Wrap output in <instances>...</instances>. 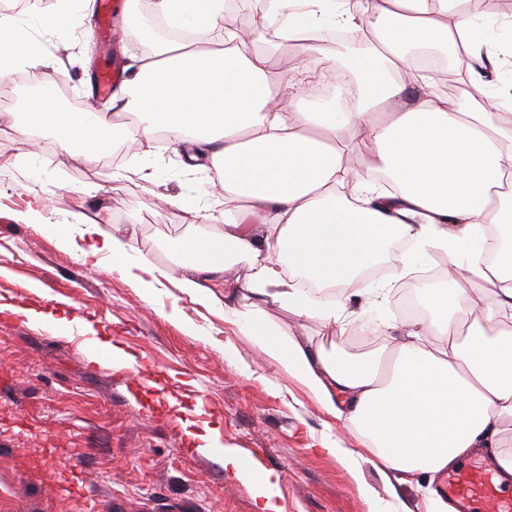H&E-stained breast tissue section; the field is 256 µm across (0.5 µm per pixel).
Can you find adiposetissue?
<instances>
[{
	"mask_svg": "<svg viewBox=\"0 0 512 512\" xmlns=\"http://www.w3.org/2000/svg\"><path fill=\"white\" fill-rule=\"evenodd\" d=\"M467 0H268L264 18L277 31H295L303 17L357 30L359 42L344 54L308 43L306 64L319 72L348 70L359 93L346 109L323 101L289 114L275 105L292 91L296 70L276 68L267 56L244 55L242 35L225 30L221 46L204 50L187 41L157 39L138 58L130 78L112 97L111 113L63 107L46 72L41 43L25 35L17 17L0 13V79L25 68L37 93L17 128L22 136L53 133L79 151L94 176L119 143L163 132L191 143L219 172L223 193L210 204L185 202L193 219L224 211L223 232L182 243L189 254L179 279L183 293L202 306L223 303L224 316L247 331L270 358L291 370L332 418L345 419L380 471L401 481L436 475L478 448H494L501 479H512V450L500 449L512 423V218L504 219L494 188L512 183V126L499 112L512 108V81L486 94L472 76L475 94L460 104L428 92L412 108L400 105L409 70L407 50L428 45L477 63L484 45L466 10ZM154 11L177 29L216 26L223 0H155ZM376 36L381 51L367 53L361 40ZM130 112L136 126L118 119ZM371 143L363 171L344 162L343 131ZM460 225L458 242L449 225ZM508 242L495 263L484 257L486 225ZM87 239L88 254L128 269V241L104 232L97 221L58 227L70 245ZM416 250L447 253L444 288H421L427 310L399 345L389 375L379 378V355L360 357L307 345L292 327L269 320L276 305L298 316L336 321L284 277L285 269L328 288L355 281L386 255L393 241ZM245 259L242 289L216 296L227 256ZM138 284L162 276L150 263L136 264ZM434 336L435 346L419 344ZM198 450L222 454L224 467L251 484L258 512H280V478L251 467L239 451L212 434L188 431Z\"/></svg>",
	"mask_w": 512,
	"mask_h": 512,
	"instance_id": "adipose-tissue-1",
	"label": "adipose tissue"
}]
</instances>
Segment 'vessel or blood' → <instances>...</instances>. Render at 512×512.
Returning a JSON list of instances; mask_svg holds the SVG:
<instances>
[{"label":"vessel or blood","mask_w":512,"mask_h":512,"mask_svg":"<svg viewBox=\"0 0 512 512\" xmlns=\"http://www.w3.org/2000/svg\"><path fill=\"white\" fill-rule=\"evenodd\" d=\"M99 35L104 43H111L116 15L121 6L116 0H98ZM444 491L464 508L485 505L487 512H512V496L504 494L495 470L488 465L469 463L450 472L444 482Z\"/></svg>","instance_id":"obj_1"}]
</instances>
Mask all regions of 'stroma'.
<instances>
[{
    "mask_svg": "<svg viewBox=\"0 0 512 512\" xmlns=\"http://www.w3.org/2000/svg\"><path fill=\"white\" fill-rule=\"evenodd\" d=\"M48 12L18 11L45 45L47 73L82 103L107 109L94 92L109 53L98 29L54 31ZM14 115L0 119V512H256L250 487L226 471L221 457L197 452L183 432L217 431L256 470L280 477L282 512H368L358 482L382 503L399 498L422 512L421 475L397 483L382 475L356 434L332 421L313 396L221 310H207L176 286L187 254L178 242L216 232L218 223L190 222L185 198L210 200L218 174L189 171L184 148L165 136L111 152L106 179L94 180L83 156L48 132L22 142L15 118L26 95L15 77L0 82ZM38 210L37 219L20 220ZM94 218L107 230H132V260L166 272L153 294L107 263L83 257L87 241L60 246L55 227ZM445 253L417 257L381 277L374 297L346 290L323 299L345 315L325 324L272 305L270 317L293 326L304 342L357 355L392 347L408 319L399 289L413 288ZM41 284L33 292L32 284ZM62 305L75 328L31 325L11 308ZM123 347L130 368L112 367L107 351L91 355L80 321ZM353 452L348 471L323 446Z\"/></svg>",
    "mask_w": 512,
    "mask_h": 512,
    "instance_id": "stroma-1",
    "label": "stroma"
}]
</instances>
